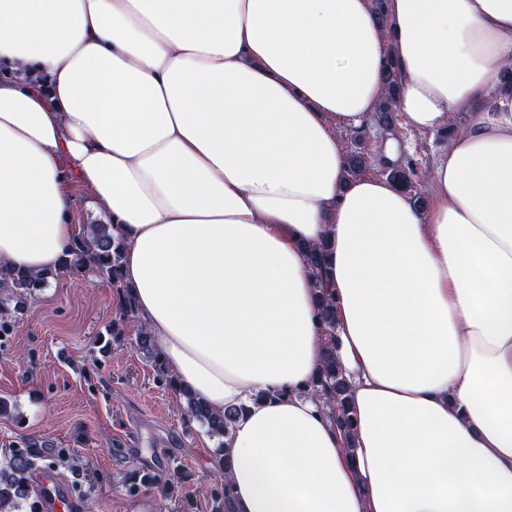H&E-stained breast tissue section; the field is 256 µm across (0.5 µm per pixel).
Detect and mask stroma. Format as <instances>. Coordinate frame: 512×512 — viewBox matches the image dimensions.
I'll return each mask as SVG.
<instances>
[{
	"mask_svg": "<svg viewBox=\"0 0 512 512\" xmlns=\"http://www.w3.org/2000/svg\"><path fill=\"white\" fill-rule=\"evenodd\" d=\"M402 141L405 158L426 173L448 134L391 128L368 119L361 135L342 129L346 150L363 145L380 175L388 135ZM118 298L98 276L52 282L38 292L11 335L0 337V454L23 439L51 468L71 478L98 512H219L218 440L189 419L176 395L162 385L134 347L136 324L110 335Z\"/></svg>",
	"mask_w": 512,
	"mask_h": 512,
	"instance_id": "stroma-1",
	"label": "stroma"
}]
</instances>
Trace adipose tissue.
I'll return each instance as SVG.
<instances>
[{"label": "adipose tissue", "mask_w": 512, "mask_h": 512, "mask_svg": "<svg viewBox=\"0 0 512 512\" xmlns=\"http://www.w3.org/2000/svg\"><path fill=\"white\" fill-rule=\"evenodd\" d=\"M450 131L428 200L350 177L384 96ZM0 266L57 269L72 186L212 410L229 512H512V0H0ZM464 114L462 123L450 122ZM325 244L353 431L309 393Z\"/></svg>", "instance_id": "ef3b65f1"}]
</instances>
